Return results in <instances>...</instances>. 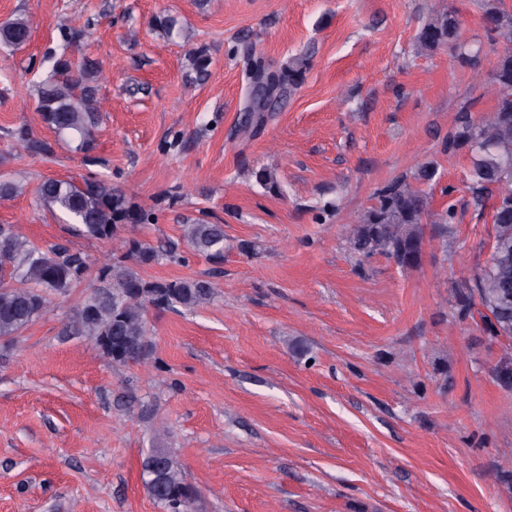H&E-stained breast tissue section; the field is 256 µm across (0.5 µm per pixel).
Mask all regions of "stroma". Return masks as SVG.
<instances>
[{
  "label": "stroma",
  "mask_w": 512,
  "mask_h": 512,
  "mask_svg": "<svg viewBox=\"0 0 512 512\" xmlns=\"http://www.w3.org/2000/svg\"><path fill=\"white\" fill-rule=\"evenodd\" d=\"M446 6L463 38H484L481 0H0V24L31 26L21 50L0 51V177L26 174L0 224L91 263L0 340V512H163L142 477L156 444L196 486L191 512H512V348L459 319L450 294L487 265L492 210L472 201L468 150L444 149L463 104L493 110L497 54L461 67L419 50ZM162 14L188 41L160 35ZM73 27L85 36L64 48ZM244 45L270 72L309 59L300 86L249 125ZM64 51L107 69L87 153L36 110L43 60ZM21 126L53 155L12 156ZM430 162L431 209L455 206L457 223L424 222L416 268L357 253L351 232L377 193ZM90 174L153 213L121 231L166 249L145 279L214 284L196 309L149 313L140 364L61 334L114 244L76 235L35 189ZM204 213L224 227L218 264L182 239Z\"/></svg>",
  "instance_id": "35a3bbf8"
}]
</instances>
